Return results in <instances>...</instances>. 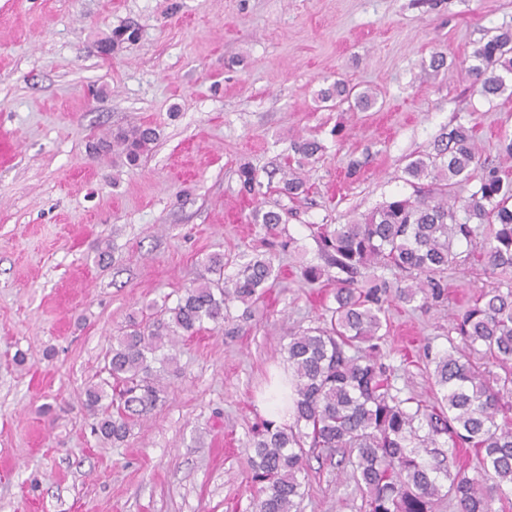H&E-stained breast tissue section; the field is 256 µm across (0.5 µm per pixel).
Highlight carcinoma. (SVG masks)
Here are the masks:
<instances>
[{"label": "carcinoma", "mask_w": 512, "mask_h": 512, "mask_svg": "<svg viewBox=\"0 0 512 512\" xmlns=\"http://www.w3.org/2000/svg\"><path fill=\"white\" fill-rule=\"evenodd\" d=\"M472 58L475 63L466 67L470 90L486 99L503 93L512 76V29L479 43ZM321 98L352 99L362 110L374 104L371 95L341 80ZM155 140L154 129L134 125L103 145L135 165ZM292 151L301 167L322 145L301 138ZM478 162L472 130L457 124L405 167L411 179H429L430 185L352 224L317 227L323 263L306 265L302 276L335 285V305L324 308L320 325L288 337L284 346L294 386L293 423L270 421L249 439L259 482L253 512H299L306 495L299 475L315 451L347 452L365 512H436L445 499L457 512H494L492 492L512 491V420L502 405L512 396V179L486 169L471 194L458 197L459 179H469ZM303 187V178L288 168L281 191L295 196ZM253 221L271 236L286 223L282 213L261 209ZM459 242L475 248L476 257L461 256ZM471 258L491 282L448 330L464 347L450 338L448 349L430 359L434 403L403 397L380 354L383 272L411 281L398 290L399 299L426 304L443 299L448 271ZM203 268L175 306L162 305L152 323L134 322L116 337L104 365L107 377L85 389L87 408L95 410L109 397L116 409L97 423L104 440L123 441L161 401L162 373L175 362L165 348L206 323L223 325L228 303L251 307L280 276L269 255L250 258L232 277L224 276L221 254L208 256ZM112 386L117 391L110 396ZM459 448L476 450L477 476L456 467Z\"/></svg>", "instance_id": "cac0c4a2"}]
</instances>
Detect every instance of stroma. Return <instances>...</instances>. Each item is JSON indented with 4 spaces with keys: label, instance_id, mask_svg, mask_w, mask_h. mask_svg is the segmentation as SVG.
Here are the masks:
<instances>
[{
    "label": "stroma",
    "instance_id": "1",
    "mask_svg": "<svg viewBox=\"0 0 512 512\" xmlns=\"http://www.w3.org/2000/svg\"><path fill=\"white\" fill-rule=\"evenodd\" d=\"M122 28L135 39L110 46ZM504 28L512 0H0V512H250L247 442L282 348L333 301L301 276L320 261L310 225L410 195L407 163L459 123L482 167L512 175V95L473 94L460 70ZM339 80L375 106L328 107ZM140 124L157 140L139 166L92 151ZM301 137L325 150L292 199L281 178ZM244 163L260 189L243 188ZM258 207L288 213L276 249ZM271 250L265 299L181 338L164 401L101 440L84 391L113 337L175 305L209 255L231 276ZM487 282L472 260L440 302L388 300L381 348L404 395L431 399L425 355ZM307 474L300 512H364L341 466L313 458Z\"/></svg>",
    "mask_w": 512,
    "mask_h": 512
}]
</instances>
